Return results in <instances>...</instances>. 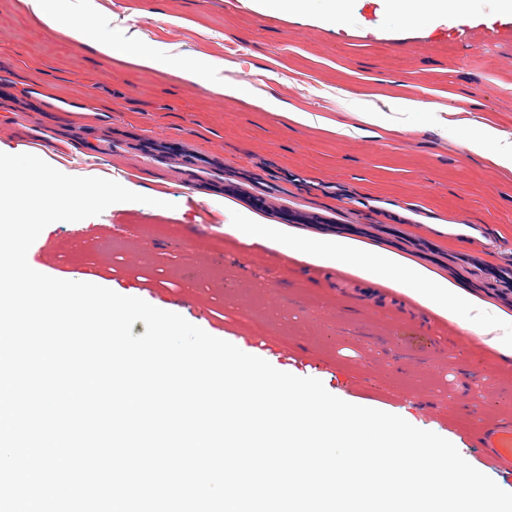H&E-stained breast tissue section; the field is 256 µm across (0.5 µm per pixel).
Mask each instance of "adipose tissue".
<instances>
[{
  "instance_id": "obj_1",
  "label": "adipose tissue",
  "mask_w": 512,
  "mask_h": 512,
  "mask_svg": "<svg viewBox=\"0 0 512 512\" xmlns=\"http://www.w3.org/2000/svg\"><path fill=\"white\" fill-rule=\"evenodd\" d=\"M22 2L33 19L86 44L105 58H117L145 71L172 70L185 84L204 87L222 98L252 94L250 86L223 79V60H186L176 65L164 50H143L132 41L118 42L103 35L94 0H82L75 8L66 6L65 0ZM467 2L387 0L389 10L408 24L462 14ZM461 145L467 153L512 168V140L490 127L477 125L463 132ZM224 213V240L238 244L241 251L258 248L285 256L296 266L332 269L379 284L405 296L411 305L428 309L436 322L480 337L495 361L512 362V312L495 307L408 255L357 238L312 234L290 224L272 225L262 215L230 200L224 203Z\"/></svg>"
}]
</instances>
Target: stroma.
<instances>
[{"label":"stroma","mask_w":512,"mask_h":512,"mask_svg":"<svg viewBox=\"0 0 512 512\" xmlns=\"http://www.w3.org/2000/svg\"><path fill=\"white\" fill-rule=\"evenodd\" d=\"M255 0H96L101 31L137 32L174 62L220 57L278 113L102 58L0 0V152L36 155L63 173L126 179L163 193L169 215L106 209L40 233L28 251L44 274L110 280L348 401L471 448L482 418L512 413V367L480 362L481 340L456 336L380 286L224 244V202L272 224L397 247L487 302L512 311V170L467 155L474 123L512 139V15L496 0L442 20L402 24L384 0H351L341 25L324 0L263 12ZM408 101L430 116L358 137L360 111ZM311 112L326 129L287 126ZM123 225L121 234L110 227ZM431 330L418 357L396 340Z\"/></svg>","instance_id":"35a3bbf8"}]
</instances>
